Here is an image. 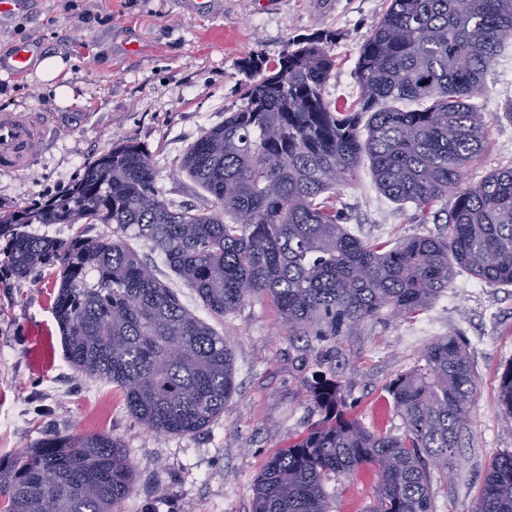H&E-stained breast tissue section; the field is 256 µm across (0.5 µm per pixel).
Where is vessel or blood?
Returning a JSON list of instances; mask_svg holds the SVG:
<instances>
[{
  "label": "vessel or blood",
  "instance_id": "vessel-or-blood-1",
  "mask_svg": "<svg viewBox=\"0 0 512 512\" xmlns=\"http://www.w3.org/2000/svg\"><path fill=\"white\" fill-rule=\"evenodd\" d=\"M36 52L34 42H18L8 57L0 59V70L26 74L33 66ZM52 119V113L39 108L0 111V170L29 171L49 146L54 133Z\"/></svg>",
  "mask_w": 512,
  "mask_h": 512
}]
</instances>
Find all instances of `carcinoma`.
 Instances as JSON below:
<instances>
[{
	"label": "carcinoma",
	"instance_id": "carcinoma-1",
	"mask_svg": "<svg viewBox=\"0 0 512 512\" xmlns=\"http://www.w3.org/2000/svg\"><path fill=\"white\" fill-rule=\"evenodd\" d=\"M510 39L512 0H389L360 47L359 99L344 109L325 98L336 66L328 37L296 44L272 65L250 59L246 105L182 159L208 194L203 205L164 199L152 153L125 138L63 194L0 212V272H54L52 311L75 370L119 387L150 432L200 434L235 392L233 351L126 239L150 243L216 318L267 299L289 339L321 344L385 311H422L448 291L457 268L512 284V168L465 181L486 150L477 99ZM423 101L421 109L395 106ZM365 159L393 202L423 212L454 193L448 232L392 246L354 235L341 189ZM31 224L112 231L58 240L25 231ZM422 360L390 387L400 435L362 425L336 385L308 386L322 416L263 464L252 512H330L326 483L363 467L378 474L370 512H433L430 466L448 476L476 383L453 336L432 342ZM500 404L512 416V367ZM135 477L126 449L107 434L50 436L0 470V512H114ZM475 512H512L511 452L491 462Z\"/></svg>",
	"mask_w": 512,
	"mask_h": 512
}]
</instances>
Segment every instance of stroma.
Masks as SVG:
<instances>
[{
	"instance_id": "1",
	"label": "stroma",
	"mask_w": 512,
	"mask_h": 512,
	"mask_svg": "<svg viewBox=\"0 0 512 512\" xmlns=\"http://www.w3.org/2000/svg\"><path fill=\"white\" fill-rule=\"evenodd\" d=\"M387 0H33L30 13L0 26V55L35 40L43 55L62 57L73 100L57 98L36 73L0 71V109L55 112L52 147L24 174L0 172V211L63 191L113 142L135 139L152 151L164 198L199 205L202 191L180 173L181 159L205 129L242 107L250 81L245 62H276L290 43L331 37L336 67L326 97L336 108L358 99L359 49ZM487 148L469 167L480 181L512 167V43L485 78ZM353 234L394 243L441 232L415 208L384 197L369 163L343 188ZM158 278L231 347L236 391L224 414L197 436H158L133 418L121 390L78 374L68 362L52 312V275L0 277V463L49 436L105 432L118 439L137 470L120 512H251L253 480L267 458L320 417L304 382L322 372L341 387L349 414L366 427L403 431L389 387L420 364L425 348L453 335L465 345L477 389L451 479L431 475L434 512H473L491 460L512 451V416L498 403L502 373L512 367V285L489 286L457 271L448 292L411 317L383 315L337 337L330 362L319 364L306 340L289 341L274 306L254 300L224 319L163 263ZM378 476L330 479L331 512H368Z\"/></svg>"
}]
</instances>
